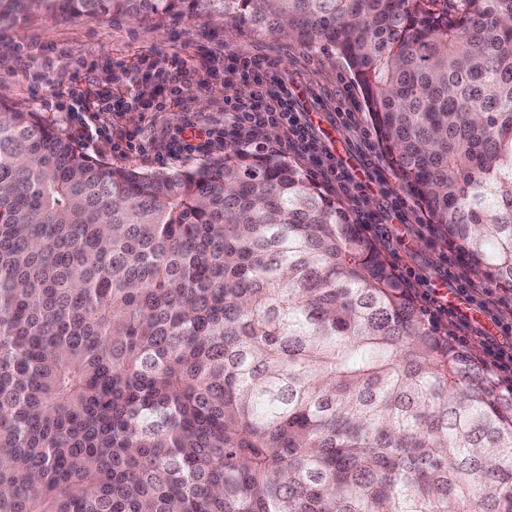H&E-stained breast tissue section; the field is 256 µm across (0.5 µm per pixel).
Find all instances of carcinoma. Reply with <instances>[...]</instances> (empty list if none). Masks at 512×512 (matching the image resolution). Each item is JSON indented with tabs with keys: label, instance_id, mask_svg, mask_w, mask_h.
Wrapping results in <instances>:
<instances>
[{
	"label": "carcinoma",
	"instance_id": "obj_1",
	"mask_svg": "<svg viewBox=\"0 0 512 512\" xmlns=\"http://www.w3.org/2000/svg\"><path fill=\"white\" fill-rule=\"evenodd\" d=\"M0 0L330 50L445 244L512 290V0ZM0 512H512V401L277 154L145 174L0 108Z\"/></svg>",
	"mask_w": 512,
	"mask_h": 512
}]
</instances>
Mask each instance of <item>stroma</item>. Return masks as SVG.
Returning a JSON list of instances; mask_svg holds the SVG:
<instances>
[{
  "label": "stroma",
  "instance_id": "obj_1",
  "mask_svg": "<svg viewBox=\"0 0 512 512\" xmlns=\"http://www.w3.org/2000/svg\"><path fill=\"white\" fill-rule=\"evenodd\" d=\"M55 46L65 49V56L55 59L51 68H40L39 59ZM217 48L265 54L275 58L278 67L258 85L219 58L212 61L210 71L176 79L177 71ZM101 85L112 89V110L104 119L111 122L113 134L140 133L149 140V149L122 157L92 138H79L78 143L94 159L143 173L173 172L222 156L220 144L190 158L171 156L167 135L189 120L222 122L228 99L250 102L260 94L272 104L284 100L286 90L297 88L304 108L326 124L348 86L364 125L373 124L360 90L354 89L353 77L338 55L302 49L287 40L257 37L245 29L230 31L209 21H172L159 27L151 21L96 24L78 18L32 17L0 23V104L44 113L49 102L57 99L79 105ZM373 151L386 181L371 196L369 208L383 214L385 221L372 226L370 237L393 266H410L441 285L443 292L453 293V285L441 282L442 258L449 255V247L436 237L409 231V224L424 218L418 205H411L406 223L395 218L391 197H405L409 191L398 180L381 144H374Z\"/></svg>",
  "mask_w": 512,
  "mask_h": 512
}]
</instances>
